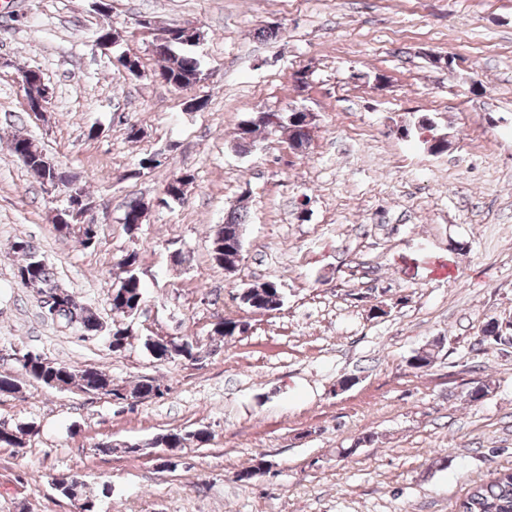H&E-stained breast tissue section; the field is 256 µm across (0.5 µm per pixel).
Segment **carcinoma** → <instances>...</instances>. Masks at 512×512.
Masks as SVG:
<instances>
[{
	"instance_id": "obj_1",
	"label": "carcinoma",
	"mask_w": 512,
	"mask_h": 512,
	"mask_svg": "<svg viewBox=\"0 0 512 512\" xmlns=\"http://www.w3.org/2000/svg\"><path fill=\"white\" fill-rule=\"evenodd\" d=\"M179 30L178 26H170L156 35L152 41L155 45L152 54L165 61L156 77L175 89H188L196 82L201 65L197 57L189 51V45L183 43L181 36L177 35ZM116 60L129 74L143 69L141 57L135 52L123 51ZM27 73L31 75V79L24 87L23 105L32 107L42 96L41 74L35 69H29ZM10 151L23 161L38 181L41 182L52 174V170L45 167L46 153L30 138L14 136L10 143ZM191 181L190 174L174 175L163 189L161 202L166 205L182 199L184 192L181 191L180 185ZM145 208L146 204L139 198L131 199L126 204L121 221L128 233L137 232L140 226L139 218ZM246 216L247 211L243 209H233L224 216V224L215 232L211 244L210 256L215 265L224 269L236 266L241 248L230 242L229 234L246 224ZM56 229L66 237L76 238L85 248L95 245L97 239V236L91 234L90 225L80 224L76 220L70 224H58ZM10 249L20 257V262L15 267V277L22 285L38 289L43 296L51 291H58L64 295V298L54 300V303L47 307L45 315L48 318L62 325H74L87 333L96 334L103 329V323L91 308L74 301V295L56 283L53 272L37 247L28 240L18 238L11 243ZM117 266L122 270L123 277L119 278L116 286L112 288L109 304L115 314L123 317L128 313L133 317L139 312L145 299L144 286L139 277L138 252H125ZM279 291L278 284L272 281L262 283L251 290L248 300L257 306H265L276 300V293ZM213 334L222 337L240 334L239 320L231 317L218 320L214 323ZM128 341V329L112 328L109 333V348L112 353L122 354L127 348ZM482 342L511 347L512 330H504L498 325L488 323L483 329ZM144 348L155 359L168 362L194 363L202 353L198 340L188 336H147L144 339ZM19 371L22 376L54 389L74 387L82 392L101 394L109 398L118 395V390L122 389V386L115 383L112 375L104 369H77L53 362L46 357L19 365ZM33 433L34 428L31 426H18L14 429L0 427V447L21 448L27 437ZM208 437V430L201 428L184 435L178 432L165 434L158 439L157 444L167 448H178L190 439L201 443L207 441ZM460 508L462 512H512V469L500 471L491 481L471 488Z\"/></svg>"
}]
</instances>
